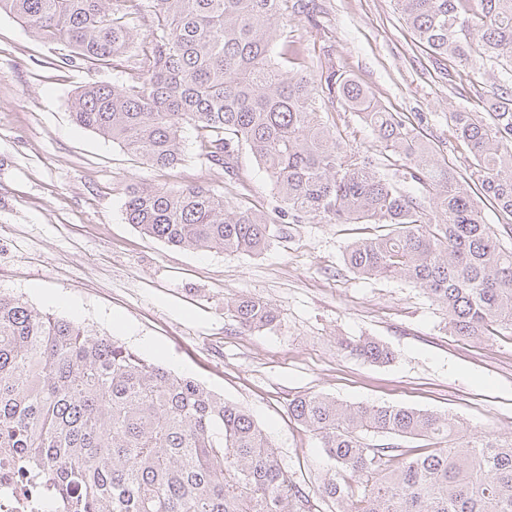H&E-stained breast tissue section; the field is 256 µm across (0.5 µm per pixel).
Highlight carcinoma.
<instances>
[{"label": "carcinoma", "instance_id": "carcinoma-1", "mask_svg": "<svg viewBox=\"0 0 512 512\" xmlns=\"http://www.w3.org/2000/svg\"><path fill=\"white\" fill-rule=\"evenodd\" d=\"M288 0H0V11L48 42L72 48L88 69L121 66V85L93 83L71 102L73 121L159 169L183 161L181 132L200 134L201 155L234 174L242 145L268 172L295 222L371 224L347 246L358 277L399 278L424 291L462 339L512 329V249L500 245L471 194L480 185L512 232V105L454 112L473 157L465 177L432 159L421 132L342 76L329 93L361 114L384 154L401 162L414 196L348 148L321 122L322 90L279 59ZM420 46L473 68L478 48L512 60V0H397ZM156 24L142 39L137 23ZM125 219L168 245L258 255L276 221L201 185H135ZM244 332L269 329L271 304L233 299ZM372 364L395 357L384 343L340 338ZM290 416L318 440L336 473L320 495L336 512H512V435L474 432L450 415L396 405H349L309 393ZM432 442L403 450L386 439ZM0 456L54 486L53 512H314L310 493L279 461L264 430L237 405L147 361L112 336L0 293ZM366 477L349 505L341 474Z\"/></svg>", "mask_w": 512, "mask_h": 512}]
</instances>
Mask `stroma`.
<instances>
[{"label":"stroma","instance_id":"stroma-1","mask_svg":"<svg viewBox=\"0 0 512 512\" xmlns=\"http://www.w3.org/2000/svg\"><path fill=\"white\" fill-rule=\"evenodd\" d=\"M281 33L301 49L290 72L319 83L336 73L362 85L461 174L471 154L451 114L491 111V85L512 86L511 63L478 58L467 74L437 61L394 0H288ZM125 79L120 67L87 69L66 44L44 42L0 13L1 293L110 334L243 407L313 495L334 466L288 413L302 394L449 413L469 429L512 435L511 330L458 339L422 291L354 275L344 252L370 225L280 215L274 185L247 147L228 176L200 156L188 126L184 162L159 170L73 122L75 92ZM321 116L352 152L393 174L372 129L343 100L327 99ZM136 184L207 185L231 204L276 215L277 236L259 255L169 246L127 224L124 203ZM239 295L271 303L276 325L239 331L228 310ZM341 336L376 338L395 358L363 362L338 349Z\"/></svg>","mask_w":512,"mask_h":512}]
</instances>
